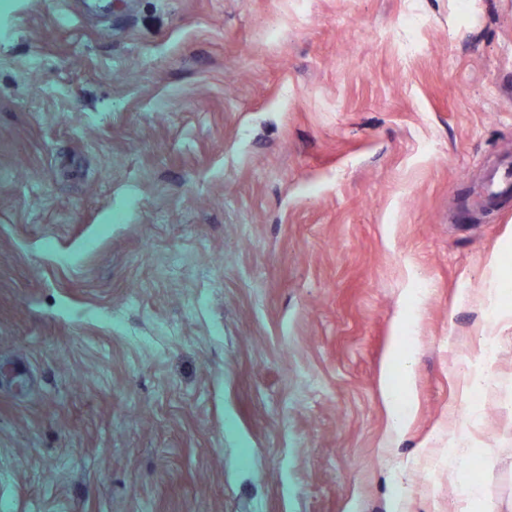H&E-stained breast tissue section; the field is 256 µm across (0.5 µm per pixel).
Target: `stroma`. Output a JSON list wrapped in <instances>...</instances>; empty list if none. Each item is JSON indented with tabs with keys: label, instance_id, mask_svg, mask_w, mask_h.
Returning a JSON list of instances; mask_svg holds the SVG:
<instances>
[{
	"label": "stroma",
	"instance_id": "35a3bbf8",
	"mask_svg": "<svg viewBox=\"0 0 512 512\" xmlns=\"http://www.w3.org/2000/svg\"><path fill=\"white\" fill-rule=\"evenodd\" d=\"M511 160L512 0H0V512H512ZM509 249L503 250L492 260L493 278L490 281V288L485 290L488 300L490 316L497 321L500 316L512 315V272L510 276L500 271V259L508 255Z\"/></svg>",
	"mask_w": 512,
	"mask_h": 512
}]
</instances>
